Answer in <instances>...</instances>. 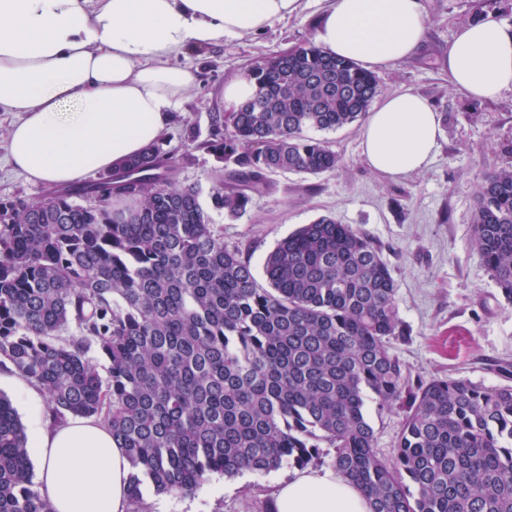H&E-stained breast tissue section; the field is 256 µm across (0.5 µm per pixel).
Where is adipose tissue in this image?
<instances>
[{"mask_svg": "<svg viewBox=\"0 0 512 512\" xmlns=\"http://www.w3.org/2000/svg\"><path fill=\"white\" fill-rule=\"evenodd\" d=\"M299 0H0V112L9 161L47 187L105 172L160 140L196 81L169 57L262 31ZM427 37L423 0H333L315 34L325 52L371 70L413 57ZM449 82L473 100L512 92V27L492 18L459 25L448 44ZM439 113L411 90L383 94L361 130L373 171L423 170ZM29 454L54 512H130V465L107 425L37 419ZM273 512H369L363 493L330 470L280 483Z\"/></svg>", "mask_w": 512, "mask_h": 512, "instance_id": "1", "label": "adipose tissue"}]
</instances>
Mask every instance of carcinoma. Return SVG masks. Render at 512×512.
I'll return each mask as SVG.
<instances>
[{"label":"carcinoma","instance_id":"obj_1","mask_svg":"<svg viewBox=\"0 0 512 512\" xmlns=\"http://www.w3.org/2000/svg\"><path fill=\"white\" fill-rule=\"evenodd\" d=\"M250 80L236 110L210 113L207 139L187 133L220 163L207 205L177 184L163 139L93 181L0 201V368L41 387L54 422L95 416L111 429L131 512L145 485L181 494L211 473L303 467L322 443L369 512H512V386L434 379L406 392L387 346L405 336L396 284L371 239L322 216L267 255L264 287L249 248L212 222V210L243 217L273 173L341 168L309 132L363 120L375 76L308 41L258 61ZM473 245L511 305L512 162L483 180ZM368 392L406 409L389 460ZM0 512H51L1 395Z\"/></svg>","mask_w":512,"mask_h":512}]
</instances>
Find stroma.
<instances>
[{"label":"stroma","mask_w":512,"mask_h":512,"mask_svg":"<svg viewBox=\"0 0 512 512\" xmlns=\"http://www.w3.org/2000/svg\"><path fill=\"white\" fill-rule=\"evenodd\" d=\"M428 40L414 58L377 68L381 92L413 90L444 119L438 150L426 169L397 179L368 165L361 149V123L322 133L344 165L319 177L276 173L272 192L255 199L237 221L213 213L226 243L251 248L257 280L276 243L322 216L335 217L366 234L379 248L395 281L398 316L405 337L392 338L390 353L403 365L409 388L435 378L467 379L487 387L506 384L502 366H512V306L499 294L472 242L477 194L485 174L512 161V92L473 101L448 81L441 58L459 24L471 21V0H425ZM329 0H300L295 13L272 21L262 32L228 38L203 52L175 57L192 69L196 85L171 114L164 133L169 149L184 153L186 130L209 136V115L224 104V83L260 58L301 45ZM15 116L0 112V200L31 201L45 186L30 182L7 161V129ZM366 413L376 451L391 458L405 419L402 406L379 407L367 399ZM291 463L270 473L211 475L212 491L158 494L143 490V512H261L279 482L294 476Z\"/></svg>","instance_id":"obj_1"}]
</instances>
